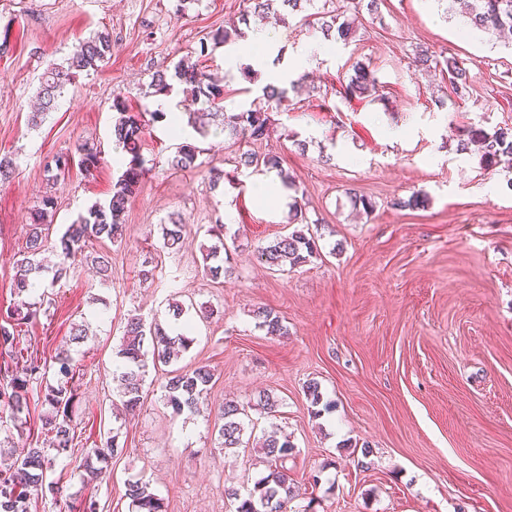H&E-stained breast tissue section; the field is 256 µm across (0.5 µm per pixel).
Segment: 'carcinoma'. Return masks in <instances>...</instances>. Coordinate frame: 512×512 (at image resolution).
Here are the masks:
<instances>
[{
	"mask_svg": "<svg viewBox=\"0 0 512 512\" xmlns=\"http://www.w3.org/2000/svg\"><path fill=\"white\" fill-rule=\"evenodd\" d=\"M313 0H240L243 6L242 17L257 11L272 15L277 23L288 24L289 14L301 7V2ZM281 4L288 9L283 13L275 8ZM320 28L327 37L348 44L355 35L353 22L341 19L335 11L321 12L317 17ZM469 20L479 30L512 32V0H472L469 4ZM244 37V32L236 26L217 28L210 36L200 42L199 55L208 53L209 44H227ZM112 55V37L107 32H99L93 38L84 41L79 48L61 63H50L42 75L39 91L40 107L32 116V124L44 119L46 111L52 109L64 89L71 83L74 74L80 71L97 69L98 63ZM414 62L428 69L445 63L453 92L458 97L469 93L470 84L466 69L459 66L454 58L439 61L429 49L417 52ZM181 87L182 94L190 96L200 103V108L193 113L194 130L201 136L210 133L211 127L227 131L242 140H259L270 132L269 113L283 112L288 109V96L284 89L267 84L262 87V95L253 99L250 107L241 112L224 111V79L204 70L196 63L179 61L169 75L164 70L153 74L149 83L152 96H169L174 85ZM376 79L364 64L353 67V75L345 84V93L349 96H363L373 90ZM112 111L116 112L112 136L114 150L124 157L121 174L112 184V196L103 203L96 202L67 226L59 238V261L52 269L50 286L67 280L70 273V260L78 255L84 256L91 266L100 274L108 271L109 256L97 251L86 252L92 241L109 240L113 243L123 239L125 225L120 223V215L127 204L136 195L140 184L150 173L147 160L143 156L144 113L133 112L126 103V98L117 93L112 99ZM480 144L481 160L487 165L497 162L501 156L512 155V133L499 129L490 134L481 128H470L467 138L458 145L459 151L468 149L470 143ZM200 148L189 142L179 144L169 164L174 169L191 170L196 167ZM79 155L78 165L85 171L98 167L104 160L101 148L94 143H81L75 152L57 155L46 165L47 181L57 184L66 171L70 169L74 155ZM239 164L247 168L266 167L276 169L279 161L274 156L258 157L253 153L241 154ZM54 197L46 195L33 210L32 221L26 250L16 261V275L13 293L18 301L10 309V314L0 323V357L10 361L23 360L20 368H4L0 373V434L6 433V439L0 445L13 440V436L22 439L26 435L30 418L31 398L43 395V403L48 406L39 417L41 435L44 440H29L26 451L17 457V473L22 481L15 480L8 469L0 471V512H31V498L45 492L59 494L62 488L57 482L47 481V473L55 465V460L72 448L77 439V424L73 420V407L79 398V389L73 382L74 365L71 353L63 351L57 354L55 363L57 383L46 382L47 367L40 360L24 357L19 348V328L32 323L39 317L44 304H49L52 297L43 291L39 299H31L38 287L44 267L37 260V255L45 247L46 231L53 223ZM164 246L172 249L182 245L186 225L180 217L169 218V223L161 225ZM224 225L216 224L210 235L216 243L205 254L204 260H216L224 249ZM318 252L316 239L294 230L287 235L276 238L268 245L259 248L257 259L269 269H280L288 264L292 267L307 262L308 257ZM185 308L172 306L173 324L162 325L155 320L147 323L140 318H133L126 323L123 340L117 351L121 366L112 379L116 382V394L123 404L134 410L142 404V394L149 373V368L168 366L186 351L194 338L191 326L182 321ZM262 318L259 326L272 336L288 334L280 316L263 309L258 312ZM212 381V374L205 366L192 370L174 369L165 373L160 388L164 398L179 412L197 410L200 399L207 392ZM218 421L217 447L225 450L244 448V436L247 431L255 429V423L249 418L245 406L233 401L222 404L216 413ZM118 435L109 430L94 447L86 449L82 466L88 476L97 478L106 468V460L118 447ZM267 463V474L253 483V488L241 494L239 490L227 488L224 494L237 501L235 512H295L292 502L299 498V488L289 473L285 462L292 455L294 445L286 437L277 434H265L260 440ZM125 497L129 499L135 512H165L164 503L151 491L148 482L142 479L129 480L125 484Z\"/></svg>",
	"mask_w": 512,
	"mask_h": 512,
	"instance_id": "carcinoma-1",
	"label": "carcinoma"
}]
</instances>
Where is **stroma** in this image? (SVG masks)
Returning a JSON list of instances; mask_svg holds the SVG:
<instances>
[{
    "mask_svg": "<svg viewBox=\"0 0 512 512\" xmlns=\"http://www.w3.org/2000/svg\"><path fill=\"white\" fill-rule=\"evenodd\" d=\"M326 7L354 20L350 43L295 16L286 26L254 17L244 32L266 29L262 50L243 56L221 44L201 58L200 40L238 22L240 0H0V155L17 161L0 183V320L42 197H56L50 263L67 225L110 197L114 94L152 112L153 74L189 60L223 77L224 104L237 112L252 100L244 66L264 85L274 72L296 79L303 57L312 77L290 93L287 111L272 113L263 140L200 137L188 123L194 106L178 91L169 103L180 136L164 120L146 126L144 154L157 167L123 215V239L94 245L111 258L108 275L72 260L69 279L23 335L47 360L70 349L80 384L76 446L49 475L63 491L36 499L31 512H83L88 498L98 512H129L124 491L133 478L149 482L167 512H231L225 487L258 478L266 464L255 444L230 454L215 448L214 411L226 400L248 405L257 429L288 436V466L306 489L298 502L313 512H512V163L488 166L477 150L457 149L468 127L512 128V38L471 29L452 0H383L375 15L357 0ZM101 31L112 37L111 58L78 73L31 125L47 64ZM422 49L466 68V97L415 65ZM358 61L377 84L349 98L342 85ZM86 141L100 144L104 164L89 173L73 166L49 186L46 157ZM181 141L200 147L198 168L168 165ZM246 151L277 155L300 186L319 249L302 266L274 272L256 258L293 226L288 210L254 195L263 174L239 166ZM213 167L225 173L215 189ZM351 189L374 209L353 207ZM416 192L427 196L424 208L395 207ZM173 213L187 226L178 250L164 248L161 233ZM219 222L234 271L214 280L203 250ZM146 269L151 279L142 278ZM174 302L213 311L194 318V343L176 362L211 370L206 403L178 413L154 386L135 414L115 419L112 373L128 319L168 322ZM260 307L281 317L287 335L259 327ZM81 324L88 338L76 345L72 328ZM311 381L316 407L305 394ZM263 393L278 400L275 414L258 407ZM110 428L119 448L109 478L90 479L83 451ZM314 472L320 482L311 488Z\"/></svg>",
    "mask_w": 512,
    "mask_h": 512,
    "instance_id": "35a3bbf8",
    "label": "stroma"
}]
</instances>
